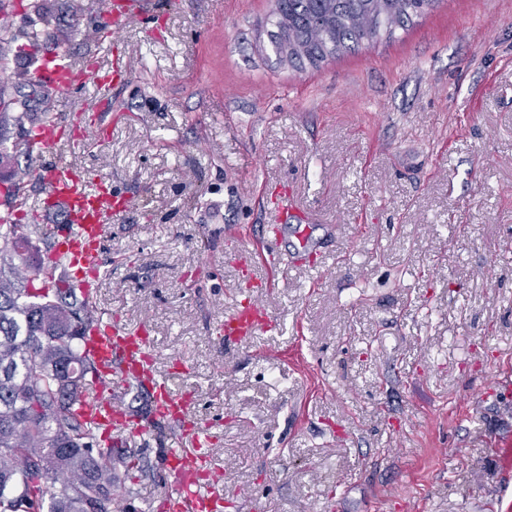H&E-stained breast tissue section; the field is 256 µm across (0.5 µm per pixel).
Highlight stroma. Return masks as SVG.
I'll return each mask as SVG.
<instances>
[{
  "label": "stroma",
  "instance_id": "obj_1",
  "mask_svg": "<svg viewBox=\"0 0 512 512\" xmlns=\"http://www.w3.org/2000/svg\"><path fill=\"white\" fill-rule=\"evenodd\" d=\"M153 2L120 32L132 58L96 120L108 142L58 155L136 202L111 223L94 310L147 326L226 512H512L486 448L512 435V0H436L317 69L278 61L273 0ZM50 3L44 49L107 66L99 8ZM0 94L32 119L97 98ZM282 189L284 247L301 225L325 255L244 278L232 257ZM247 296L276 325L225 348L216 328ZM165 452L142 442L126 512L167 489Z\"/></svg>",
  "mask_w": 512,
  "mask_h": 512
}]
</instances>
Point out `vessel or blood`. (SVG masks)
Returning a JSON list of instances; mask_svg holds the SVG:
<instances>
[{
  "instance_id": "b4317fda",
  "label": "vessel or blood",
  "mask_w": 512,
  "mask_h": 512,
  "mask_svg": "<svg viewBox=\"0 0 512 512\" xmlns=\"http://www.w3.org/2000/svg\"><path fill=\"white\" fill-rule=\"evenodd\" d=\"M147 5L148 0H104L103 26L96 30L94 37L114 45L110 67L101 69L90 65L80 68L71 65L60 53L45 51L34 70L35 83L63 95L75 86L90 82L98 91L99 105L109 106L113 88L126 82L130 75L127 51L118 46L116 35L133 16L144 13ZM63 145L74 151L88 149L86 129L79 116L48 121L39 128L32 141V156L38 162L33 173L43 184L39 206L45 212H61L64 219L62 225L53 229L54 245L43 252L41 269L46 272L60 264L66 266L72 285L86 294L92 281L99 278L109 224L131 210L133 199L114 191L110 178H89L83 168L62 163L41 167V159L56 153ZM292 211L287 202L279 203L276 221L266 226L264 241L252 251V259L266 260L269 244L278 242L280 225L287 222ZM272 325L273 320L263 305L244 299L225 315L217 334L230 345ZM82 350L99 368L112 375L110 386H97L88 396L85 412L97 415L113 433H126L132 428L133 419L113 400L112 393L134 385L150 397L151 421L173 424L177 438H199L201 430L190 418V396L174 393L167 379L159 374L150 338L144 330L98 316L83 339ZM488 451L502 469L512 468L511 436L496 438ZM165 468L170 487L159 500L161 512H223L225 498L216 487L223 482L224 476L212 468L205 451L199 448L169 449Z\"/></svg>"
}]
</instances>
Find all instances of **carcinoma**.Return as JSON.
<instances>
[{
  "label": "carcinoma",
  "instance_id": "obj_1",
  "mask_svg": "<svg viewBox=\"0 0 512 512\" xmlns=\"http://www.w3.org/2000/svg\"><path fill=\"white\" fill-rule=\"evenodd\" d=\"M434 0H275L270 41L279 60L317 67L381 33L393 34ZM24 34L51 31L46 0L29 3ZM14 37L0 26V74ZM48 226L0 223V512H112L114 489L142 472L137 437L106 443L82 410L94 384H110L82 354L94 317L76 288L34 284Z\"/></svg>",
  "mask_w": 512,
  "mask_h": 512
}]
</instances>
